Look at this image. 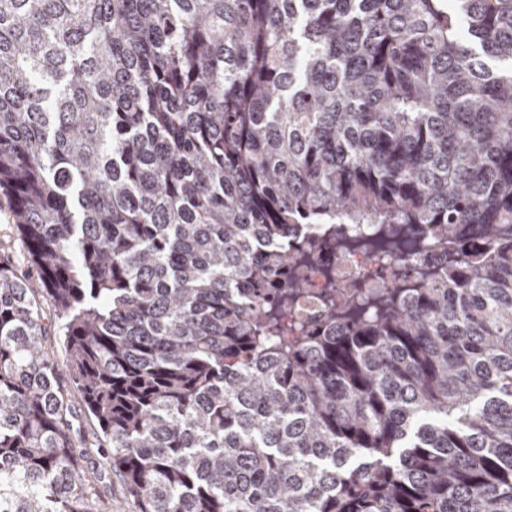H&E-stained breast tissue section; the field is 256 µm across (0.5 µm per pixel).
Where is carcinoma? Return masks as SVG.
Wrapping results in <instances>:
<instances>
[{"label":"carcinoma","instance_id":"cac0c4a2","mask_svg":"<svg viewBox=\"0 0 512 512\" xmlns=\"http://www.w3.org/2000/svg\"><path fill=\"white\" fill-rule=\"evenodd\" d=\"M1 189L0 512H512V0H0ZM450 242L282 335L314 254ZM8 196L0 191V261L13 263L18 273L30 281L38 279L37 268L28 261L25 248L13 228ZM33 296L42 308L43 348L49 353H53L59 363L65 364L69 355L63 346L61 336H59L60 323L56 318L55 309L39 289L33 291ZM64 390L74 417V424L82 438V448H76L77 452L90 457V460L101 461L100 449L103 448V435L98 422L88 413L84 404V398L79 389L68 380L64 382ZM94 488L92 493L97 496L99 501L112 502V512H138L119 475L111 471L103 473Z\"/></svg>","mask_w":512,"mask_h":512}]
</instances>
